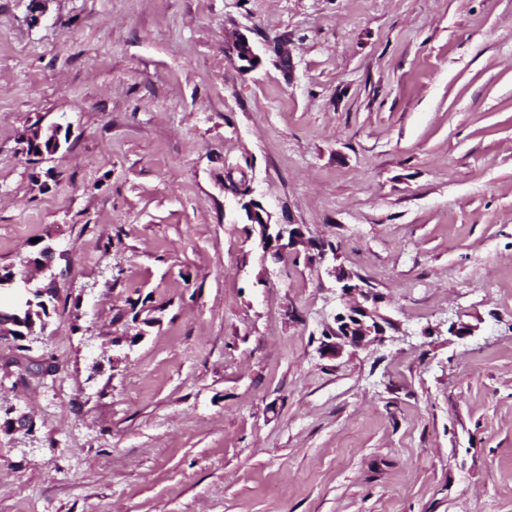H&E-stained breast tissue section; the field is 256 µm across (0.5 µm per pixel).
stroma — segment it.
Wrapping results in <instances>:
<instances>
[{"label":"stroma","mask_w":512,"mask_h":512,"mask_svg":"<svg viewBox=\"0 0 512 512\" xmlns=\"http://www.w3.org/2000/svg\"><path fill=\"white\" fill-rule=\"evenodd\" d=\"M337 262L391 326L332 359ZM1 268L0 512H512V0H0ZM244 210L250 224L258 225L260 229V240L265 254L277 252L279 262L284 261L287 257L286 249L302 245L306 249H311L316 245L304 237L299 225L292 229H288V244H282L284 239V229L278 228V224H270L263 215L262 207L255 201L251 200L244 205ZM24 290V296L21 302H19V307L24 310L28 314V320L26 324H19V321H24L23 318L19 314H7L6 316H2V313H0V320L2 316V320H7L8 323H10L14 327V336L17 338V341H20L19 339L22 338V340L26 339L27 336L32 335L34 325L31 323V315H32V304L34 303L32 296L36 295L37 297L41 298V304L46 307L47 312L50 316L49 310H48V301L52 300V297L54 296L53 293L49 289H35L32 290L30 288H18ZM43 314L45 317H47V312L45 308H42ZM4 317L6 319H4ZM19 328H25L27 333L19 330ZM17 334H20V337H17Z\"/></svg>","instance_id":"stroma-1"}]
</instances>
